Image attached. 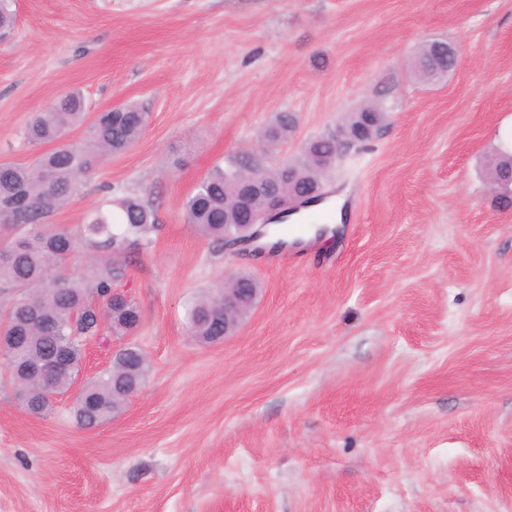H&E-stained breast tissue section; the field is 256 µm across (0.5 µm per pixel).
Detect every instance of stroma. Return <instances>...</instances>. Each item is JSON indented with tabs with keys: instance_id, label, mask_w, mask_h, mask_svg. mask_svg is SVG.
Here are the masks:
<instances>
[{
	"instance_id": "1",
	"label": "stroma",
	"mask_w": 512,
	"mask_h": 512,
	"mask_svg": "<svg viewBox=\"0 0 512 512\" xmlns=\"http://www.w3.org/2000/svg\"><path fill=\"white\" fill-rule=\"evenodd\" d=\"M0 38V163L76 90L88 118L134 102L139 140L50 221L73 231L137 195L158 230L116 287L134 336L84 348L81 379L133 344L150 361L111 420L77 424L75 391L33 416L0 363V512H512V209L487 165L512 145V0H15ZM458 52L447 77L419 48ZM380 131L326 172L341 222L283 249H224L184 220L197 182L298 118L300 156L365 103ZM247 274L237 333L195 341L185 308ZM436 43V42H434ZM434 43L424 45L418 52L415 61V74L421 79H431L434 77H441L442 67H443V58L441 55V50L439 47L444 45L443 42H437L439 44L434 45ZM295 123V115L288 112L280 113L276 122L266 134L268 144L273 145L281 140L288 139V136L293 133Z\"/></svg>"
}]
</instances>
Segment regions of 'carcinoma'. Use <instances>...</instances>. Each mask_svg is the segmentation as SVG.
<instances>
[{"label":"carcinoma","mask_w":512,"mask_h":512,"mask_svg":"<svg viewBox=\"0 0 512 512\" xmlns=\"http://www.w3.org/2000/svg\"><path fill=\"white\" fill-rule=\"evenodd\" d=\"M443 58L439 46L427 44L416 57L415 74L421 79L442 76ZM86 119L82 96L69 92L46 111L37 113L23 132L31 145L55 144L29 165L0 163V288L10 299L0 315V360L6 365L15 396L32 415L53 409L54 397L64 394L79 375L84 341L101 334L103 326L122 336L137 332L142 323L140 308L123 297L112 300L114 282L122 275L119 258L132 246L147 240L157 229L152 205L138 196L127 195L86 213L79 231L73 234L48 223L58 210L77 194L83 180L99 164L127 151L142 135L148 115L133 112H101L90 127L85 143H66L65 135ZM383 121V111L366 104L349 113L344 126L361 142L369 141ZM295 115L284 112L268 130L273 145L293 133ZM338 144L332 135L309 140L302 156L258 168L262 191L288 196L299 184L321 183L324 173L336 161ZM252 157L245 151L215 164L198 182L184 204L185 222L203 237L224 241V224H238L247 207L257 208L263 198L246 197L240 183ZM92 257L89 273H64L77 247ZM258 283L238 275L192 299L185 312L192 335L214 343L224 335V289L241 288L246 295ZM101 300L104 310L93 306ZM68 352V371L39 385L32 369L53 351ZM149 362L136 347L120 350L111 365L86 382L74 402L77 423L94 427L109 419L125 401L133 384L143 381Z\"/></svg>","instance_id":"cac0c4a2"}]
</instances>
